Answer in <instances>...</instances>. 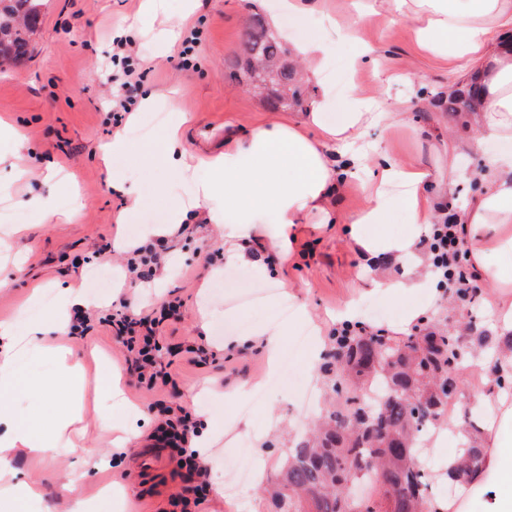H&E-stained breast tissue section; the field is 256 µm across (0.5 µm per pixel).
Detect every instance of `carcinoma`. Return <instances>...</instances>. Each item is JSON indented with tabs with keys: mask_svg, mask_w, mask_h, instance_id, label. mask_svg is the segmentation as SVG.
I'll use <instances>...</instances> for the list:
<instances>
[{
	"mask_svg": "<svg viewBox=\"0 0 512 512\" xmlns=\"http://www.w3.org/2000/svg\"><path fill=\"white\" fill-rule=\"evenodd\" d=\"M0 29L10 30L0 44V66L28 53L29 34L39 18L38 0H0ZM246 54L230 63L229 76L243 81L272 110L301 107L300 73L291 51L265 17L255 14L244 33ZM479 88L471 83L441 101L445 112H469ZM448 331L440 322L426 324L424 338L412 334L394 340L380 334L336 337L333 361L324 366L329 388L340 384L351 396L336 398L310 436L282 464L273 494L280 512H441L431 493L432 474L423 465L416 445L422 435L444 426L452 400L439 394L443 382L462 386V374L476 354L486 348L496 355L512 352V336L485 332L472 347L463 334L469 323ZM410 392L424 408L419 426L400 402ZM486 463V450L477 442L460 449V463L448 474L450 483L469 482ZM358 480L371 484L369 501L350 497L346 488L349 466Z\"/></svg>",
	"mask_w": 512,
	"mask_h": 512,
	"instance_id": "obj_1",
	"label": "carcinoma"
}]
</instances>
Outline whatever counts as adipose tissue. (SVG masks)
<instances>
[{"label":"adipose tissue","instance_id":"adipose-tissue-1","mask_svg":"<svg viewBox=\"0 0 512 512\" xmlns=\"http://www.w3.org/2000/svg\"><path fill=\"white\" fill-rule=\"evenodd\" d=\"M391 17L408 19L417 44L432 56L450 62L478 60L476 71L481 92L471 114L477 137L512 140V42L498 39V30L512 26V0H386ZM340 32L331 16H323L307 39L296 44L295 54L313 73H320L329 55L333 36ZM328 97H320L307 113L303 125L258 126L225 145L205 169L191 173L193 195L173 205L168 221L183 223L189 210L206 204L213 219L233 212L235 220L225 225L224 237L231 243L227 262L244 257L243 242L263 216H270L269 233L279 251L291 256L294 227L310 223L314 216L331 221L328 199L348 178L366 174L367 203L350 227L351 238L367 258L394 257L409 261L408 275L378 276L376 289L391 298L417 294L429 301L441 300L437 277L418 257V243L430 225L441 222L448 211L449 184L438 193H428L425 170L402 165L379 146L365 148L362 138L371 127H388L402 120L401 101L377 96L357 83H349L344 111L336 126L322 124ZM323 133L316 141L304 127ZM342 150L344 163L333 167L326 142ZM377 160L368 172V156ZM483 188L469 205L453 213L469 244L470 258L482 282L492 293L488 306L497 319L499 334L512 333V153L494 160L482 176ZM400 188L397 202H390L386 187ZM407 214L400 230L391 227L393 206ZM44 328L35 321L0 323V397L19 389L46 395L40 383L23 375L20 348L37 350ZM474 410L485 418L484 447L490 456L485 471L470 490L485 495L484 512H512V392H475ZM79 410L60 418L51 439L36 436L22 421L0 434V498L31 502L39 498L36 482L15 481L11 461L19 451L39 457L52 456L58 439L66 437L79 422Z\"/></svg>","mask_w":512,"mask_h":512}]
</instances>
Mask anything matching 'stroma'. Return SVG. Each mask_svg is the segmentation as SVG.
<instances>
[{
    "instance_id": "35a3bbf8",
    "label": "stroma",
    "mask_w": 512,
    "mask_h": 512,
    "mask_svg": "<svg viewBox=\"0 0 512 512\" xmlns=\"http://www.w3.org/2000/svg\"><path fill=\"white\" fill-rule=\"evenodd\" d=\"M313 3L314 12L291 16L281 12L280 0H197L191 12L184 10L183 0H163L152 31L173 26L183 35L194 29L202 32L193 67L182 69L175 61L179 43L155 52L150 33L136 25L141 0H41L29 54L0 69V119L19 129L25 144L18 151L13 144L2 143L0 151L28 173L10 194H0L1 207L22 215L16 225L0 222V278L7 282L0 288V321L31 313V289L36 284L52 294L74 288L94 296L93 309L102 313L123 299L145 310L164 299L176 298L182 305L163 323L160 338L162 360L173 381L154 389L139 383L126 361V349L109 329L71 336L66 326L55 324L53 313L44 314L50 325L48 345L68 348L72 361L86 369L83 442L108 463L88 470L75 456L17 455L12 461L17 479L38 482L43 498L21 511L0 501V512H72L74 501L61 490L72 472L82 473L81 497L92 512H181L176 504L182 486L174 476L176 460L163 454L153 457L150 465L141 463L158 424L151 408L155 402L206 413L197 428L216 448L224 481L195 512H279L262 488L323 412L325 401L319 369L309 365L307 351L293 347L289 333L296 323L279 319L278 299L306 308V324L320 328L326 349L342 326L339 312L349 305L367 331L409 334V327L400 322L402 301L375 290L363 272L369 263L348 233L365 204L362 178L351 179L331 196L335 223L298 225L291 260L282 259L260 224L248 241L244 260L228 263L224 226L232 222V214H225L219 224L202 206L190 212L187 223H167L169 208L191 194L192 185L173 172L142 165L143 147L159 143L162 127L129 130L128 153L119 160H102V150L116 131L107 120L113 38L132 41L144 73L141 94L170 96L177 110L187 115L180 128L181 160L200 167L223 151L226 131L243 133L260 125L302 121L300 109L270 110L225 77L224 68L241 54L242 33L252 14H264L293 41L304 40L321 13H332L345 25L352 19V0ZM359 34L374 52L356 74V82L373 93L397 98L408 108L403 122L386 130L371 128L367 140L382 142L400 163L425 169L432 185L453 181L448 203L460 207L480 190L489 163L512 152V142L476 138L463 119L437 106L450 88L464 85L469 62L452 63L424 53L415 43L411 23L403 19L369 17ZM351 51L350 41L335 38L322 77L308 79L312 96H319L322 86L331 89L325 124H336L342 112L347 87L336 64L340 54ZM391 73L408 74L409 80L384 83V76ZM117 170L138 183V199L113 190L112 174ZM38 196L51 199L60 211L75 208L79 214L70 221L35 222L30 202ZM163 223L168 230L155 242L165 247L166 264L146 285L123 278L126 255L118 241L138 240L140 227ZM84 256L97 257L117 272L115 286L94 285L92 275L75 264ZM486 300L481 293L459 299L452 307L427 304L423 315L451 326L469 320L492 332L496 326ZM204 310L209 319L203 325L199 317ZM282 328L287 334L278 363H270L262 347L236 344L239 338ZM192 347L209 349L210 354L202 362H191ZM106 370L119 376L124 401L102 408L95 377ZM24 374L49 382L50 396L22 393L0 402L25 417L35 434L50 435L56 419L74 402L70 386L57 378L53 360L45 353L30 357ZM102 410L128 427L126 447H115L111 435L98 430Z\"/></svg>"
}]
</instances>
